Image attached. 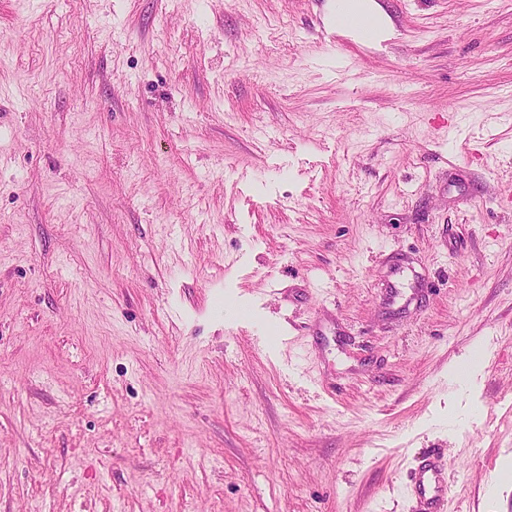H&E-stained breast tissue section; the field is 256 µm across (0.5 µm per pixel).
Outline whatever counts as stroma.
Wrapping results in <instances>:
<instances>
[{"mask_svg": "<svg viewBox=\"0 0 512 512\" xmlns=\"http://www.w3.org/2000/svg\"><path fill=\"white\" fill-rule=\"evenodd\" d=\"M378 2L0 0V512H512V0ZM340 4L344 5V11L351 12L356 17L369 19L377 37L381 38L387 34L390 24L389 18L374 1L364 0V2H359L355 0H339L335 8L336 16L341 15ZM414 493L421 512H444L448 497V482L444 466L437 460H428L413 478Z\"/></svg>", "mask_w": 512, "mask_h": 512, "instance_id": "stroma-1", "label": "stroma"}]
</instances>
